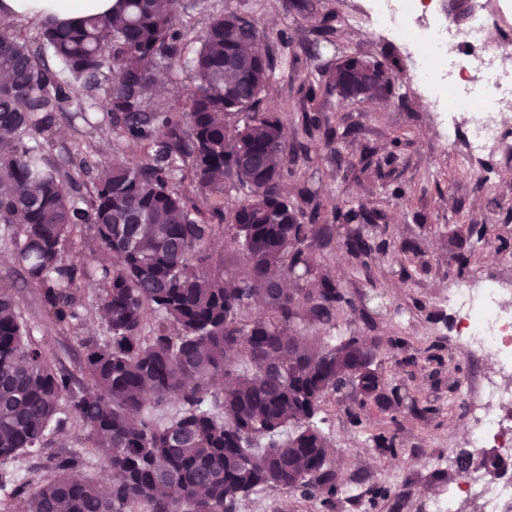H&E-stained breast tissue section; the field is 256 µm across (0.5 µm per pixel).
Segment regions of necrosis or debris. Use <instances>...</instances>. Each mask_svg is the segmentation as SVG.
Returning a JSON list of instances; mask_svg holds the SVG:
<instances>
[{
  "mask_svg": "<svg viewBox=\"0 0 512 512\" xmlns=\"http://www.w3.org/2000/svg\"><path fill=\"white\" fill-rule=\"evenodd\" d=\"M442 0H368L365 11L350 15L355 27L388 33L412 59L413 84L424 94L431 112L442 118L445 142L465 132L472 153L481 154L503 140L501 118L512 112V71L499 64L492 48L495 26L512 14V0H491L478 8L465 26L442 18L428 19ZM465 113V125L456 122ZM448 309L465 347L496 355L500 375L512 380V282L491 280L483 287L456 282L448 291ZM471 411L477 425L470 437L475 452L429 512H459L461 500H481L483 512H502L512 501V472L496 470L479 450L497 448L498 460L512 463V383L494 380L475 385Z\"/></svg>",
  "mask_w": 512,
  "mask_h": 512,
  "instance_id": "obj_1",
  "label": "necrosis or debris"
}]
</instances>
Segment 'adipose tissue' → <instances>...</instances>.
<instances>
[{
	"mask_svg": "<svg viewBox=\"0 0 512 512\" xmlns=\"http://www.w3.org/2000/svg\"><path fill=\"white\" fill-rule=\"evenodd\" d=\"M114 0H0V17L16 21L38 19L49 12L63 23H75L86 16L108 17Z\"/></svg>",
	"mask_w": 512,
	"mask_h": 512,
	"instance_id": "1",
	"label": "adipose tissue"
}]
</instances>
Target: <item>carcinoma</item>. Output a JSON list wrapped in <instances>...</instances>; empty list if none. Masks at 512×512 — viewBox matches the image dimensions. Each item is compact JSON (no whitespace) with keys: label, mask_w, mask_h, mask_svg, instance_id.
<instances>
[{"label":"carcinoma","mask_w":512,"mask_h":512,"mask_svg":"<svg viewBox=\"0 0 512 512\" xmlns=\"http://www.w3.org/2000/svg\"><path fill=\"white\" fill-rule=\"evenodd\" d=\"M179 0H116L112 15L77 25L41 22L30 40L0 21V221L13 225L15 255L27 287L50 321L76 338L83 378L58 366L0 287V467L49 445L54 424L81 432L112 469L106 492L88 480L75 456H50L28 496L27 512H174L160 481L178 484L194 512H236L257 488L276 486L304 498L336 491L330 446L315 422L326 398L348 396L386 407L374 368L376 347L327 332L354 300L316 272L312 255L330 245L327 205L305 186L299 212L283 192L295 166L311 164L319 118L302 113V136L286 143L280 117L262 112L269 60L247 53L258 39L237 11L211 20L198 37L193 87L181 105L156 99L153 68L176 60L189 30ZM59 61L71 80L52 69ZM392 65L350 56L310 79L307 97L331 95L365 70ZM106 102L112 140L137 141L145 157L89 177L82 146L54 161L46 150L61 122L80 118L71 81ZM232 180L246 198L212 210L211 224L180 189L199 197ZM347 256L370 271L378 251L404 253L402 240L374 244L381 219L373 206L332 205ZM224 233L242 261L217 259L209 243ZM471 251L489 244L484 224H463ZM88 253L92 260L77 261ZM295 282L279 291L273 274ZM98 286L93 310L80 285ZM159 320L147 326L144 310ZM105 323L102 340L79 332L90 312ZM250 349L240 350L242 340ZM171 398L180 410L166 423L146 415Z\"/></svg>","instance_id":"1"}]
</instances>
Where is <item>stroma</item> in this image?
<instances>
[{
	"instance_id": "obj_1",
	"label": "stroma",
	"mask_w": 512,
	"mask_h": 512,
	"mask_svg": "<svg viewBox=\"0 0 512 512\" xmlns=\"http://www.w3.org/2000/svg\"><path fill=\"white\" fill-rule=\"evenodd\" d=\"M291 2L179 0L181 19L198 33L230 10L255 22L262 50L273 62L260 107L280 116L290 139L301 129L304 74L334 68L348 56L396 64L383 97L317 99L314 109L323 126H351L358 134L334 146L316 134L319 166L298 167L285 188L297 199L305 181L321 200L373 205L384 215L376 229L380 238L396 236L414 244V252L400 260L374 254L367 272L346 260L336 243L315 259L356 303L355 311L341 316L336 336L355 334L376 344L383 387L397 391L400 403L386 409L371 400L361 406L347 397L327 398L320 416L334 450L335 495L305 499L281 487H264L243 498L238 512H428L454 478V461L470 447L476 419L468 413L466 389L495 374L486 364L487 352L463 348L446 297L461 278L477 286L512 279V112L503 122L502 148L464 163V141L442 142L410 80L402 47L348 24V15L366 0H312L315 9L308 13ZM328 13L336 18L335 37L310 49L312 28ZM88 140L87 158L98 168L116 157L136 161L145 153L141 145L113 142L103 130ZM484 169L494 171L493 181L481 179ZM465 215L488 230L489 245L475 254L456 236ZM462 254L469 258L463 269L457 262ZM5 284L12 286L23 320L36 327L46 350L62 368L79 374L78 344L53 326L14 263L0 264V285ZM46 457L43 451L22 454L0 472V512H18L24 496L16 492V481L37 482Z\"/></svg>"
}]
</instances>
